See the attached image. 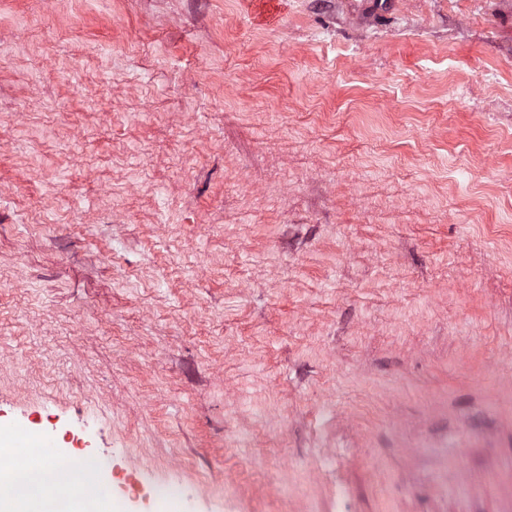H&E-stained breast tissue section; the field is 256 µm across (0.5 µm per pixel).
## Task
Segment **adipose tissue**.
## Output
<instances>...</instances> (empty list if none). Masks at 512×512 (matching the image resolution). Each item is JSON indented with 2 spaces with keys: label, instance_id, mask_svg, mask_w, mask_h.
Returning <instances> with one entry per match:
<instances>
[{
  "label": "adipose tissue",
  "instance_id": "adipose-tissue-1",
  "mask_svg": "<svg viewBox=\"0 0 512 512\" xmlns=\"http://www.w3.org/2000/svg\"><path fill=\"white\" fill-rule=\"evenodd\" d=\"M39 478H32V470ZM110 494L94 491L84 496L65 488L51 466L23 460L18 469L0 478V512H109Z\"/></svg>",
  "mask_w": 512,
  "mask_h": 512
}]
</instances>
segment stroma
Wrapping results in <instances>:
<instances>
[{"label":"stroma","mask_w":512,"mask_h":512,"mask_svg":"<svg viewBox=\"0 0 512 512\" xmlns=\"http://www.w3.org/2000/svg\"><path fill=\"white\" fill-rule=\"evenodd\" d=\"M0 0V424L139 512H512V0ZM21 428L13 426L11 430L4 431V434H11L13 438H3L0 434V462L13 458V448H18L19 442L26 441L28 446L35 445L37 448H30V452L33 455H38L41 452V448L47 449V457L49 461L57 468L58 474L68 475L73 467V458L63 449L58 448L54 439V436L48 432L36 433L33 440H29L28 437L33 434H26L25 431H19ZM14 460L12 459L8 466L13 468L15 466Z\"/></svg>","instance_id":"stroma-1"}]
</instances>
